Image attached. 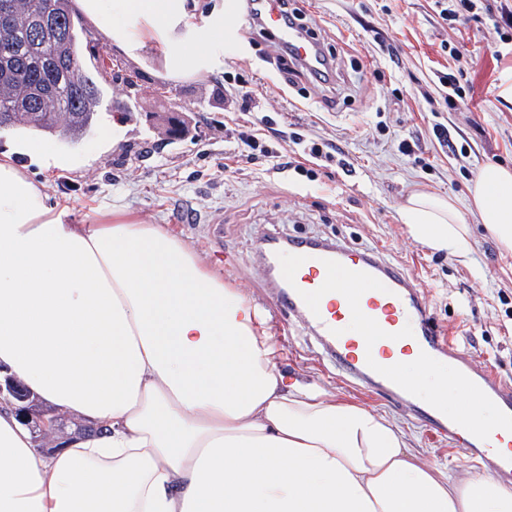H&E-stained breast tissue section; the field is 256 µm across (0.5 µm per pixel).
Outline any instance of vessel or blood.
<instances>
[{
  "label": "vessel or blood",
  "mask_w": 512,
  "mask_h": 512,
  "mask_svg": "<svg viewBox=\"0 0 512 512\" xmlns=\"http://www.w3.org/2000/svg\"><path fill=\"white\" fill-rule=\"evenodd\" d=\"M238 3V16L259 14L262 25L299 63L320 71L324 61L318 42L286 19L280 0ZM265 244L276 274L271 305L299 317L342 378L390 396L499 480L512 483V381L494 369L476 368L459 355L448 328L434 322L420 289L406 273L368 249L348 253L318 239L285 243L273 236ZM354 315L368 323L375 344L346 339L342 322ZM402 343L425 361H448L449 384L480 394L496 408L498 423L476 431L420 402L415 383L401 378L391 363Z\"/></svg>",
  "instance_id": "1"
}]
</instances>
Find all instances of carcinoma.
Here are the masks:
<instances>
[{"label": "carcinoma", "mask_w": 512, "mask_h": 512, "mask_svg": "<svg viewBox=\"0 0 512 512\" xmlns=\"http://www.w3.org/2000/svg\"><path fill=\"white\" fill-rule=\"evenodd\" d=\"M73 0H0V130L75 141L101 97L83 67Z\"/></svg>", "instance_id": "obj_1"}]
</instances>
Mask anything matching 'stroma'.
I'll return each mask as SVG.
<instances>
[{"label":"stroma","instance_id":"1","mask_svg":"<svg viewBox=\"0 0 512 512\" xmlns=\"http://www.w3.org/2000/svg\"><path fill=\"white\" fill-rule=\"evenodd\" d=\"M306 21L338 54L337 87L284 83L274 43L251 40L237 17L236 58L217 76L175 82L163 75V52L147 46L127 57L106 28L88 18L81 27L86 66L105 58L100 118L75 143L51 142L72 164L47 170L20 157L50 203L68 207L72 221L94 222L99 211L121 208L146 224H164L204 262L256 304L267 298L269 275L259 246L268 234L328 239L349 249H374L408 273L423 290L434 320L456 334L465 358L512 377V254L502 252L469 207V188L482 166L512 167V41L490 18L448 29L434 0H303ZM456 38L465 52L451 59L441 43ZM463 71L475 88L466 108L449 107L439 77ZM258 100L241 106L238 81ZM187 129L172 138V120ZM121 138L101 145L105 126ZM447 127L467 157L441 147L432 128ZM304 140H336L344 163L317 160L311 176L278 169L256 155L240 160V133L267 127ZM417 142L402 154L401 140ZM451 198L472 231V252L459 261L413 240L399 209L414 192ZM279 365L321 384L329 394L365 405L396 422L420 458L456 474L480 471L447 440L418 423L380 393L337 377L311 335L281 337Z\"/></svg>","mask_w":512,"mask_h":512}]
</instances>
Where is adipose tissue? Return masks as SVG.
Here are the masks:
<instances>
[{"instance_id":"obj_1","label":"adipose tissue","mask_w":512,"mask_h":512,"mask_svg":"<svg viewBox=\"0 0 512 512\" xmlns=\"http://www.w3.org/2000/svg\"><path fill=\"white\" fill-rule=\"evenodd\" d=\"M78 2L126 55L160 45L170 80L224 71L235 0ZM470 208L512 252V169L480 168ZM68 216L0 153V380L91 427L39 453L0 396V512H512V484L448 474L395 422L283 374L260 309L164 225ZM400 219L432 250H472L451 200L414 194ZM395 368L448 416L497 422L441 366Z\"/></svg>"}]
</instances>
